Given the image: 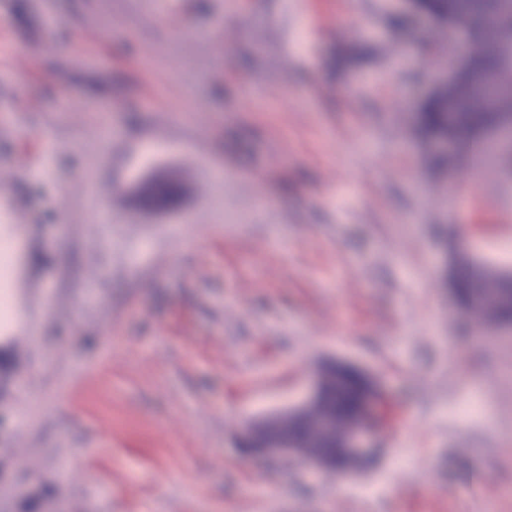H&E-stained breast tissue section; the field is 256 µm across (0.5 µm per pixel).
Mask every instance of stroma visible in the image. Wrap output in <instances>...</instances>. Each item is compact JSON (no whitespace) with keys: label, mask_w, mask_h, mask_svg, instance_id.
I'll use <instances>...</instances> for the list:
<instances>
[{"label":"stroma","mask_w":512,"mask_h":512,"mask_svg":"<svg viewBox=\"0 0 512 512\" xmlns=\"http://www.w3.org/2000/svg\"><path fill=\"white\" fill-rule=\"evenodd\" d=\"M192 3L0 14L5 447L58 512H512V332L464 325L445 270L512 267V166L431 171L413 129L464 37L396 27L403 0ZM160 177L177 208L139 203ZM329 357L383 384L374 461L243 454Z\"/></svg>","instance_id":"obj_1"}]
</instances>
